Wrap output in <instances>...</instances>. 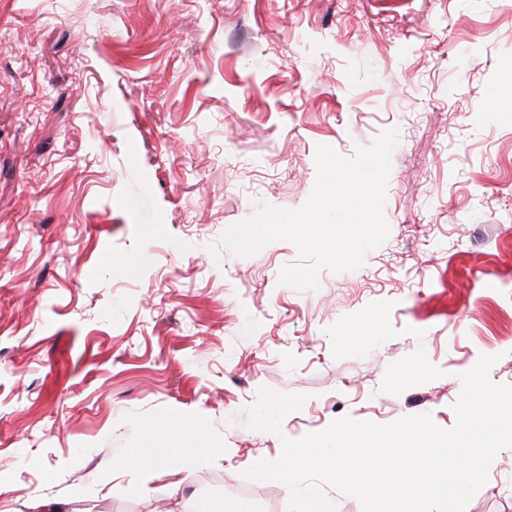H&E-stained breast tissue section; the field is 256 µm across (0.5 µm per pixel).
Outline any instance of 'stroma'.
<instances>
[{
    "label": "stroma",
    "mask_w": 512,
    "mask_h": 512,
    "mask_svg": "<svg viewBox=\"0 0 512 512\" xmlns=\"http://www.w3.org/2000/svg\"><path fill=\"white\" fill-rule=\"evenodd\" d=\"M394 127L360 268L223 245ZM484 354L512 384V0H0V512H288L245 476L282 437L452 428ZM263 387L307 397L281 434ZM466 512H512V448Z\"/></svg>",
    "instance_id": "1"
}]
</instances>
